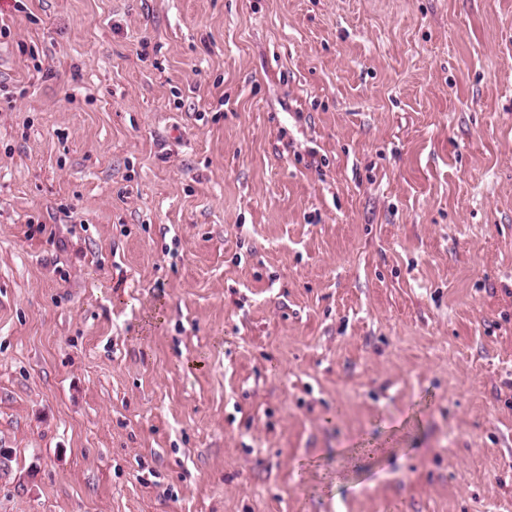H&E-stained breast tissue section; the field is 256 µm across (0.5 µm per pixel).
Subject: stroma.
<instances>
[{"instance_id":"1","label":"stroma","mask_w":512,"mask_h":512,"mask_svg":"<svg viewBox=\"0 0 512 512\" xmlns=\"http://www.w3.org/2000/svg\"><path fill=\"white\" fill-rule=\"evenodd\" d=\"M0 27V512H512V0Z\"/></svg>"}]
</instances>
